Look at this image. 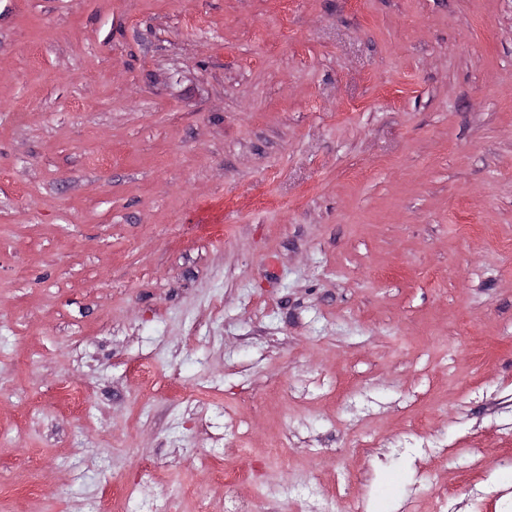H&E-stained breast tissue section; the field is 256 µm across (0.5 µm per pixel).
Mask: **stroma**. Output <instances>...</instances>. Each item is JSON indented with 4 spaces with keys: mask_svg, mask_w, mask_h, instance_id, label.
<instances>
[{
    "mask_svg": "<svg viewBox=\"0 0 512 512\" xmlns=\"http://www.w3.org/2000/svg\"><path fill=\"white\" fill-rule=\"evenodd\" d=\"M230 493L512 502V0H0V512Z\"/></svg>",
    "mask_w": 512,
    "mask_h": 512,
    "instance_id": "35a3bbf8",
    "label": "stroma"
}]
</instances>
